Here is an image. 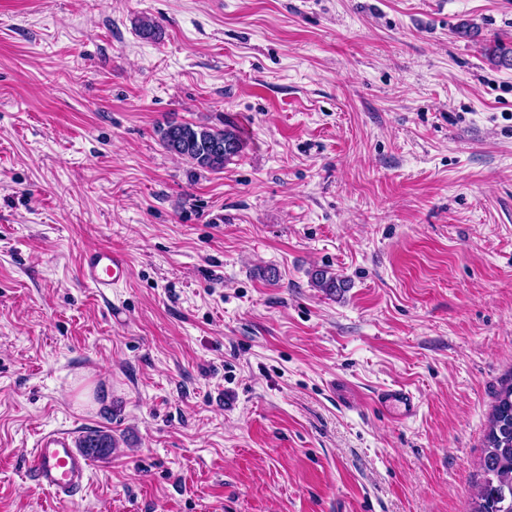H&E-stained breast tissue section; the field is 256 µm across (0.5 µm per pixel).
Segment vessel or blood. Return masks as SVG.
Returning <instances> with one entry per match:
<instances>
[{
	"mask_svg": "<svg viewBox=\"0 0 512 512\" xmlns=\"http://www.w3.org/2000/svg\"><path fill=\"white\" fill-rule=\"evenodd\" d=\"M130 273L126 255L108 248L90 249L81 257V282L102 295L127 281ZM375 401L392 409L394 415L403 420L413 417L417 411L413 394L403 388L381 390ZM89 469V457L78 448L74 433L67 430L42 433L30 453L29 472L35 484L59 498L78 493Z\"/></svg>",
	"mask_w": 512,
	"mask_h": 512,
	"instance_id": "1",
	"label": "vessel or blood"
}]
</instances>
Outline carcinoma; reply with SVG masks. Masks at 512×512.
Returning <instances> with one entry per match:
<instances>
[{
	"label": "carcinoma",
	"mask_w": 512,
	"mask_h": 512,
	"mask_svg": "<svg viewBox=\"0 0 512 512\" xmlns=\"http://www.w3.org/2000/svg\"><path fill=\"white\" fill-rule=\"evenodd\" d=\"M493 63L512 66V48L496 41L485 52ZM163 148L209 171L224 169V164L242 151V140L236 126L215 128L196 123H170L159 130ZM313 287L334 296L347 288L345 280L315 268L308 272ZM115 447L112 435L89 431L79 440V448L93 460H105ZM482 480L473 485L469 512H512V376L497 392L485 435L481 461Z\"/></svg>",
	"instance_id": "1"
}]
</instances>
